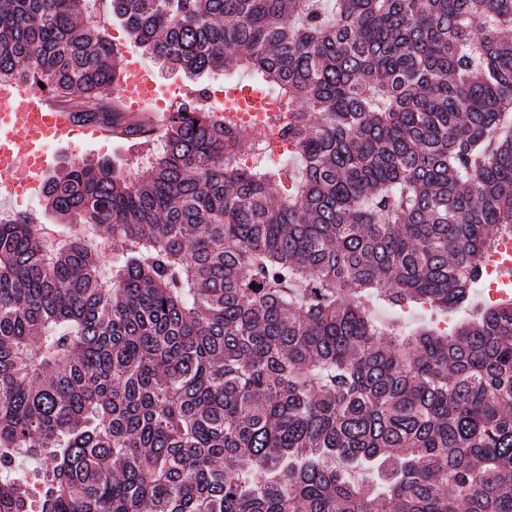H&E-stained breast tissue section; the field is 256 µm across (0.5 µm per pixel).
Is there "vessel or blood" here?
Segmentation results:
<instances>
[{
  "instance_id": "1",
  "label": "vessel or blood",
  "mask_w": 512,
  "mask_h": 512,
  "mask_svg": "<svg viewBox=\"0 0 512 512\" xmlns=\"http://www.w3.org/2000/svg\"><path fill=\"white\" fill-rule=\"evenodd\" d=\"M160 90L153 71L141 63L122 65L115 95L124 117L148 116L151 132H158L166 113H145ZM267 118L285 115L286 107L272 94L255 93L235 84L224 90V117L239 123L243 113ZM120 128L98 119H86L52 95L23 83L0 84V179L12 182L19 193L40 196L49 173L57 165L56 148L71 144L76 135L87 140H109Z\"/></svg>"
}]
</instances>
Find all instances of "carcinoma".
<instances>
[{
  "instance_id": "cac0c4a2",
  "label": "carcinoma",
  "mask_w": 512,
  "mask_h": 512,
  "mask_svg": "<svg viewBox=\"0 0 512 512\" xmlns=\"http://www.w3.org/2000/svg\"><path fill=\"white\" fill-rule=\"evenodd\" d=\"M92 2L0 0V80L114 118ZM111 10L173 72L271 85L296 165L273 190L269 143L238 165L246 128L189 100L143 177H49L110 278L0 223V512H512V302L474 304L512 235V0ZM377 305L429 321L397 341Z\"/></svg>"
}]
</instances>
